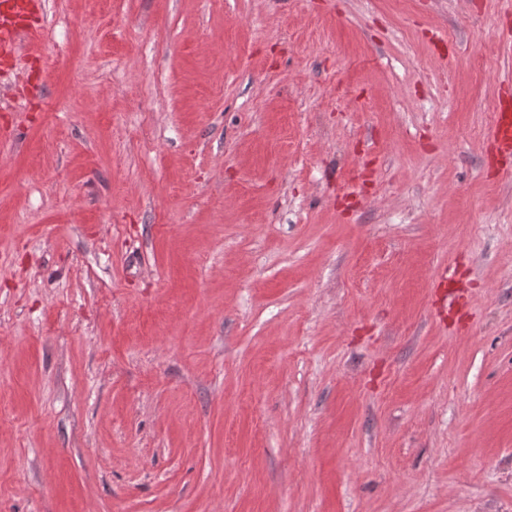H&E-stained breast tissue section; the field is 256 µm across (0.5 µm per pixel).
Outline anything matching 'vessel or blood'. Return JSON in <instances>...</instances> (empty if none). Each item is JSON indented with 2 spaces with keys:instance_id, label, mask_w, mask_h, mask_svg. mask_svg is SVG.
<instances>
[{
  "instance_id": "b4317fda",
  "label": "vessel or blood",
  "mask_w": 512,
  "mask_h": 512,
  "mask_svg": "<svg viewBox=\"0 0 512 512\" xmlns=\"http://www.w3.org/2000/svg\"><path fill=\"white\" fill-rule=\"evenodd\" d=\"M41 28L39 0H0V57L37 51ZM491 136L501 151L512 152V114L496 113Z\"/></svg>"
}]
</instances>
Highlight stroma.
Returning <instances> with one entry per match:
<instances>
[{
	"instance_id": "1",
	"label": "stroma",
	"mask_w": 512,
	"mask_h": 512,
	"mask_svg": "<svg viewBox=\"0 0 512 512\" xmlns=\"http://www.w3.org/2000/svg\"><path fill=\"white\" fill-rule=\"evenodd\" d=\"M43 10L0 512H512V0ZM491 136L498 148L503 152H512V114L510 112H497L494 125L491 127Z\"/></svg>"
}]
</instances>
